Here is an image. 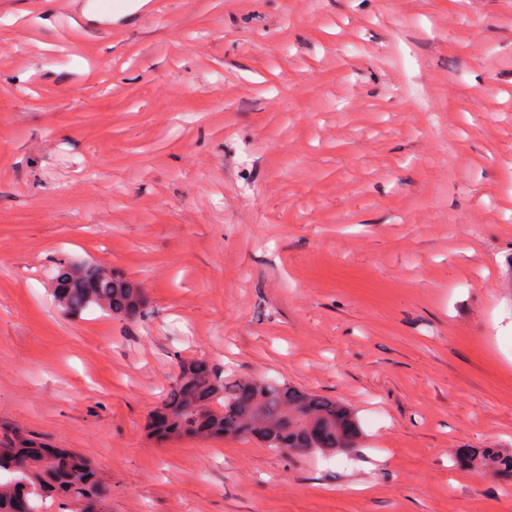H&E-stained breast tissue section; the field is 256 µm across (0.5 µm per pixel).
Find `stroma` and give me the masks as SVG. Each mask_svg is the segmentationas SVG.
I'll use <instances>...</instances> for the list:
<instances>
[{
    "label": "stroma",
    "instance_id": "stroma-1",
    "mask_svg": "<svg viewBox=\"0 0 512 512\" xmlns=\"http://www.w3.org/2000/svg\"><path fill=\"white\" fill-rule=\"evenodd\" d=\"M0 0V432L107 512H512V0ZM80 259L146 314L65 316ZM350 407L355 451L157 442L181 361ZM479 459L480 465L499 476H512V452L499 448H489L482 451L460 449L455 454L456 464L463 469H471Z\"/></svg>",
    "mask_w": 512,
    "mask_h": 512
}]
</instances>
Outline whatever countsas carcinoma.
Segmentation results:
<instances>
[{
  "label": "carcinoma",
  "mask_w": 512,
  "mask_h": 512,
  "mask_svg": "<svg viewBox=\"0 0 512 512\" xmlns=\"http://www.w3.org/2000/svg\"><path fill=\"white\" fill-rule=\"evenodd\" d=\"M54 299L66 314L97 307L124 320L144 315L142 289L91 261L58 269ZM153 434L170 439L198 436L255 439L281 454H324L358 447L362 430L343 403L273 380H227L203 359L181 362L162 405L148 421ZM499 476H512V452L498 448L461 449L456 464L474 462ZM0 512H44L43 499L54 487L80 505V512H104L108 488L94 476L91 463L61 449L52 457L24 439L0 441Z\"/></svg>",
  "instance_id": "obj_1"
}]
</instances>
